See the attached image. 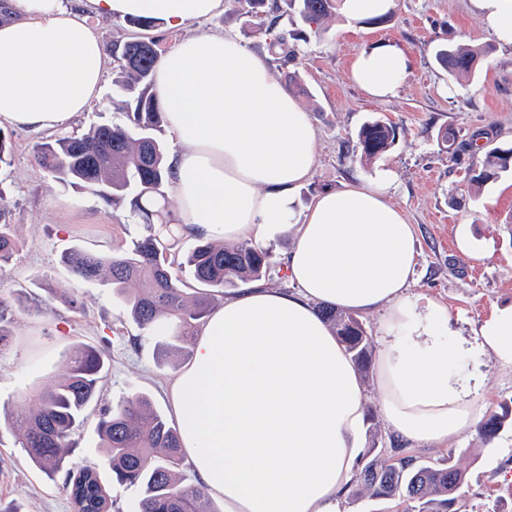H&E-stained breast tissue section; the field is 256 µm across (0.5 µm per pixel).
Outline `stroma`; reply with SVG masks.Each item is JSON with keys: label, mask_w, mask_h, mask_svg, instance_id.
<instances>
[{"label": "stroma", "mask_w": 512, "mask_h": 512, "mask_svg": "<svg viewBox=\"0 0 512 512\" xmlns=\"http://www.w3.org/2000/svg\"><path fill=\"white\" fill-rule=\"evenodd\" d=\"M281 20L274 34L260 32V20L228 0L222 15L173 32L156 25L149 34L161 48L201 33L237 38L269 60L282 83L297 81L295 96L309 113L318 138V158L297 191V208L305 210L322 192L372 179L382 170L395 177L393 200L415 230L418 262L409 295L445 305L451 329L470 337L495 313L512 307V174L470 192L469 144L483 135L484 148L512 142V46L487 30L469 0H396L388 20L349 21L343 13L312 24L302 21L287 0H277ZM285 39L294 62L273 59L272 38ZM405 48L413 58L409 79L393 99L375 102L349 80L353 57L375 41ZM464 48L489 45L493 52L473 79H450L434 57L439 44ZM383 120L397 128L394 145L372 164L353 152L361 126ZM457 136L456 152L443 150L445 131ZM39 133L12 132L10 165L0 168V222L9 224L18 242L10 268L0 273V304L11 317L13 339L0 351V507L6 512H72L63 476L48 477L30 461L5 420L25 406L28 389L60 374L61 354L79 340L104 345L110 355L106 396L139 391L156 409L169 413L166 396L173 372L161 366L152 340L126 314L112 291L76 278L62 264L71 246L108 251L142 230L129 223L127 206L112 208L90 192L61 184L33 158ZM467 233L474 256L456 245ZM54 299H47V291ZM457 371L483 380L478 406L482 414L512 402V368L491 358L460 360ZM367 407L366 434L377 435L381 458L395 449L417 463L457 465L465 472L461 512H512V423L491 441L478 431L462 434L439 454L427 445L407 444L386 425L373 374L362 377ZM95 419L73 437L71 459L96 465L111 501V512H138L137 490L117 484L100 461Z\"/></svg>", "instance_id": "1"}]
</instances>
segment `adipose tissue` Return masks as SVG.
I'll return each instance as SVG.
<instances>
[{
    "label": "adipose tissue",
    "instance_id": "adipose-tissue-1",
    "mask_svg": "<svg viewBox=\"0 0 512 512\" xmlns=\"http://www.w3.org/2000/svg\"><path fill=\"white\" fill-rule=\"evenodd\" d=\"M225 0H10L0 23V125L53 132L99 100L105 48L94 19L156 18L182 30ZM410 54L387 42L353 59L371 98L394 97ZM153 93L178 144L168 158L181 231L227 244L288 237L293 292L252 283L202 325L169 399L200 482L224 512H338L364 449L359 370L319 304L356 315L384 309L375 382L388 426L447 448L480 421L466 355L512 367V309L472 338L437 331L447 308L410 298L414 230L391 200L393 178L317 196L296 213L317 161V133L276 73L234 37L203 33L165 53Z\"/></svg>",
    "mask_w": 512,
    "mask_h": 512
}]
</instances>
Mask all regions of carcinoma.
<instances>
[{
	"label": "carcinoma",
	"instance_id": "carcinoma-1",
	"mask_svg": "<svg viewBox=\"0 0 512 512\" xmlns=\"http://www.w3.org/2000/svg\"><path fill=\"white\" fill-rule=\"evenodd\" d=\"M249 13L271 16L277 23V5L268 0H239ZM307 22L336 12V0H289ZM112 58L117 63V87L125 100L122 124L101 122L85 133L59 132L39 143L34 158L54 180L88 190L114 206L127 201L131 217L144 232L123 249L90 252L73 248L61 261L78 278L112 288L127 314L149 335L157 336L160 361L172 370L192 355L194 332L213 306L214 293L241 283L255 282L270 270V253L244 240L226 245L203 238L181 252V236L167 209L169 169L160 138L164 114L151 93L153 70L160 58L158 40L136 35L113 37ZM488 48L463 50L443 46L436 61L453 77L473 76ZM396 128L380 120L363 125L355 151L368 163L394 144ZM512 171V146L472 153L470 181L478 186ZM17 241L0 224V271L7 270ZM356 363L368 369L369 337L354 316L331 307L318 308ZM63 374L28 390L30 408L7 419L19 431L22 447L43 472H65L74 512H101L110 504L97 472L83 473L70 461L72 437L82 427L86 411L99 408L97 434L102 458L113 477L139 491V512H221L202 485L184 484L180 473L183 445L176 426L157 411L141 392L104 402L103 382L107 354L96 345L77 342L63 354ZM512 418V406L488 416L479 434L490 441ZM371 447L354 481L372 498L397 499L405 512H449L458 502L465 474L448 465L418 464L409 456L380 460Z\"/></svg>",
	"mask_w": 512,
	"mask_h": 512
}]
</instances>
